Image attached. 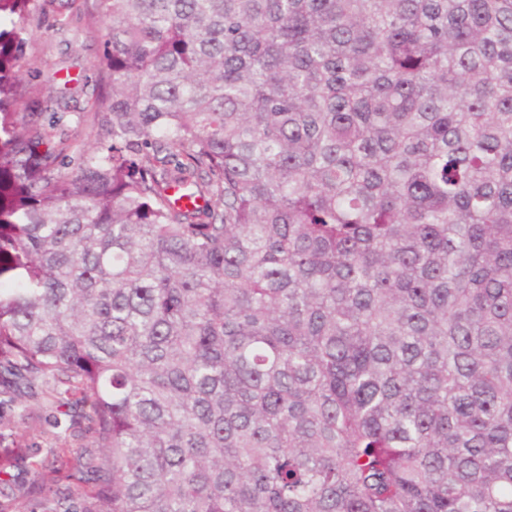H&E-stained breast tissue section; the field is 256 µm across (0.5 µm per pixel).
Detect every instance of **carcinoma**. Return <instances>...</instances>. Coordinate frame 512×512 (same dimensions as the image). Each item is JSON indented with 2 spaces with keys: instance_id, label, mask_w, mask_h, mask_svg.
Listing matches in <instances>:
<instances>
[{
  "instance_id": "carcinoma-1",
  "label": "carcinoma",
  "mask_w": 512,
  "mask_h": 512,
  "mask_svg": "<svg viewBox=\"0 0 512 512\" xmlns=\"http://www.w3.org/2000/svg\"><path fill=\"white\" fill-rule=\"evenodd\" d=\"M42 19L0 0V512H512V0H82L71 126ZM46 10L45 23L37 28L32 25L28 31L27 44L24 47L27 68L24 70L26 79L32 77L33 82H41L44 76L59 68L69 66L71 77H80L87 82L86 92L76 94L68 101V111L71 113L90 112L93 105V88L96 84L95 73L89 61L98 60L102 52V35L86 39L73 31L74 22L68 28L70 31H57L59 17L53 12V6L48 2L43 6ZM65 60V64H60ZM60 64V66H59Z\"/></svg>"
}]
</instances>
